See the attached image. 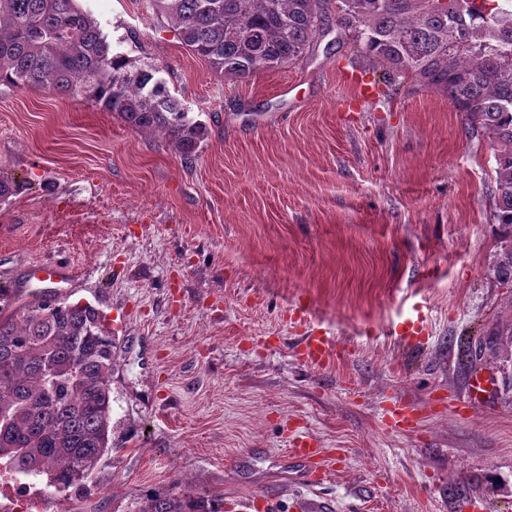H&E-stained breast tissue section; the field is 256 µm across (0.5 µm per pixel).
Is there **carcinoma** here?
Masks as SVG:
<instances>
[{"label": "carcinoma", "instance_id": "cac0c4a2", "mask_svg": "<svg viewBox=\"0 0 512 512\" xmlns=\"http://www.w3.org/2000/svg\"><path fill=\"white\" fill-rule=\"evenodd\" d=\"M325 0H147L216 73L244 77L299 61L323 30ZM338 21L397 77L445 93L495 144L496 256L512 289V0H336ZM82 95L137 131L158 132L184 162L209 137L163 79L111 49L78 0H0V84ZM0 285V467L46 478L64 495L109 453L116 342L89 304L46 296L13 308ZM512 323L488 333L495 356ZM137 512H220L209 500L156 495Z\"/></svg>", "mask_w": 512, "mask_h": 512}]
</instances>
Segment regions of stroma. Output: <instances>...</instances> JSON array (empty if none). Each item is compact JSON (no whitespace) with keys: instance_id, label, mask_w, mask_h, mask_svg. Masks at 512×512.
I'll use <instances>...</instances> for the list:
<instances>
[{"instance_id":"obj_1","label":"stroma","mask_w":512,"mask_h":512,"mask_svg":"<svg viewBox=\"0 0 512 512\" xmlns=\"http://www.w3.org/2000/svg\"><path fill=\"white\" fill-rule=\"evenodd\" d=\"M79 4L209 137L187 163L83 97L0 84V176L27 185L0 202V284L95 306L118 352L112 450L40 512H136L177 487L219 512H512V346L475 358L512 321L489 139L335 21L299 62L225 78L146 0ZM311 333L330 363L300 357ZM477 372L497 386L470 409ZM301 435L336 452L320 481L288 454Z\"/></svg>"}]
</instances>
